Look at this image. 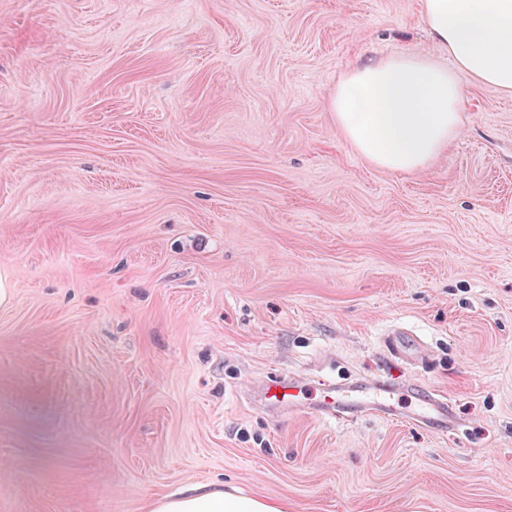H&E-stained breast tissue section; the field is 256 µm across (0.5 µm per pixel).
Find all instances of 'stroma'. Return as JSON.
Segmentation results:
<instances>
[{
    "label": "stroma",
    "instance_id": "35a3bbf8",
    "mask_svg": "<svg viewBox=\"0 0 512 512\" xmlns=\"http://www.w3.org/2000/svg\"><path fill=\"white\" fill-rule=\"evenodd\" d=\"M419 0H0V512H146L196 483L288 512H512V92L390 173L350 67L435 54ZM302 380V410L258 385ZM417 380L445 435L309 413Z\"/></svg>",
    "mask_w": 512,
    "mask_h": 512
}]
</instances>
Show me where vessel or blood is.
Returning <instances> with one entry per match:
<instances>
[{"label": "vessel or blood", "instance_id": "obj_1", "mask_svg": "<svg viewBox=\"0 0 512 512\" xmlns=\"http://www.w3.org/2000/svg\"><path fill=\"white\" fill-rule=\"evenodd\" d=\"M400 389L416 403L415 410L408 416L409 421L443 433L458 430L459 424L446 397L415 382L406 383ZM400 389L382 380L355 390L331 387L324 391L313 412L321 418L336 420L344 418L350 407L356 406L381 417L394 419L398 413L393 399ZM300 394L299 380L283 373L266 378L259 388L261 402L276 409L292 410L300 407Z\"/></svg>", "mask_w": 512, "mask_h": 512}]
</instances>
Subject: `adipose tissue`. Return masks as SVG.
Listing matches in <instances>:
<instances>
[{"label": "adipose tissue", "instance_id": "1", "mask_svg": "<svg viewBox=\"0 0 512 512\" xmlns=\"http://www.w3.org/2000/svg\"><path fill=\"white\" fill-rule=\"evenodd\" d=\"M420 20L450 64L398 54L349 68L329 101L357 153L392 173L425 169L460 130L463 70L512 91V0H421ZM150 512H288L284 500L198 483L154 497Z\"/></svg>", "mask_w": 512, "mask_h": 512}]
</instances>
